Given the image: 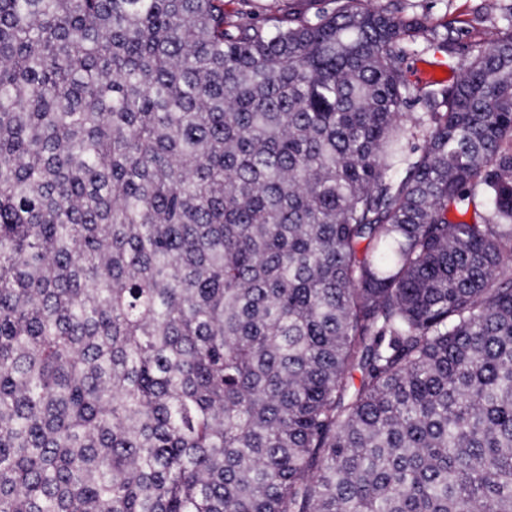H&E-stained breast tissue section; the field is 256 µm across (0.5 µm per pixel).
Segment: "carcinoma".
Returning <instances> with one entry per match:
<instances>
[{"mask_svg": "<svg viewBox=\"0 0 512 512\" xmlns=\"http://www.w3.org/2000/svg\"><path fill=\"white\" fill-rule=\"evenodd\" d=\"M224 2L0 0V512H512V7ZM408 14L425 22L426 32L418 34L402 69L414 95L450 85L471 60V48L495 27L502 25L497 3L508 6L512 0H410ZM453 28L448 51L439 43ZM438 71L430 79L429 73Z\"/></svg>", "mask_w": 512, "mask_h": 512, "instance_id": "1", "label": "carcinoma"}]
</instances>
